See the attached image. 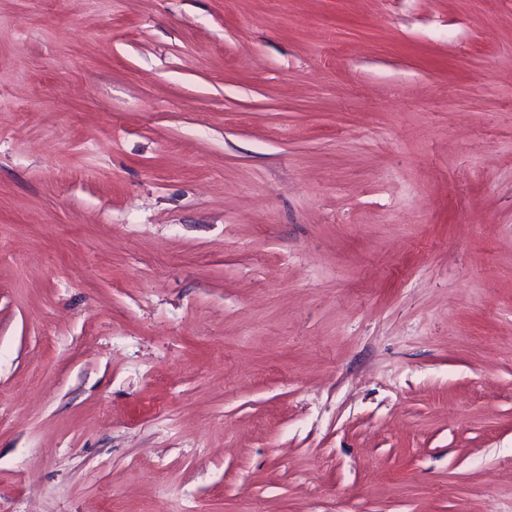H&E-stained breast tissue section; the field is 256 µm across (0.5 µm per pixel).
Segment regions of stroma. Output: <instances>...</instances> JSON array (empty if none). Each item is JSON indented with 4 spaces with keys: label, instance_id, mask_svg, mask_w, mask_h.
<instances>
[{
    "label": "stroma",
    "instance_id": "stroma-1",
    "mask_svg": "<svg viewBox=\"0 0 512 512\" xmlns=\"http://www.w3.org/2000/svg\"><path fill=\"white\" fill-rule=\"evenodd\" d=\"M0 512H512V0H0Z\"/></svg>",
    "mask_w": 512,
    "mask_h": 512
}]
</instances>
